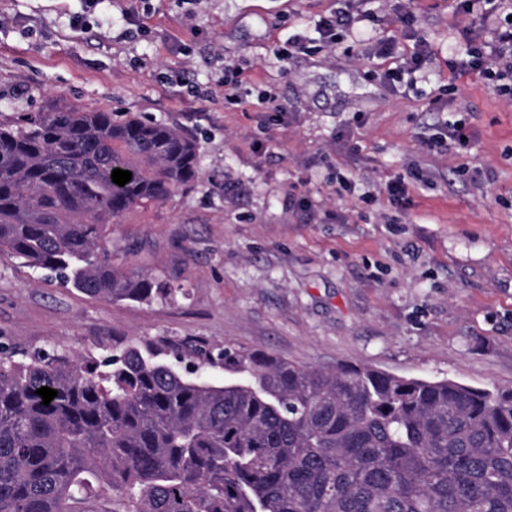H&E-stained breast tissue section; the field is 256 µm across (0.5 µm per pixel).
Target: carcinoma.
<instances>
[{"label": "carcinoma", "mask_w": 512, "mask_h": 512, "mask_svg": "<svg viewBox=\"0 0 512 512\" xmlns=\"http://www.w3.org/2000/svg\"><path fill=\"white\" fill-rule=\"evenodd\" d=\"M198 178L197 140L156 119L1 120L0 253L90 297L172 300L108 230ZM0 512H512V389L163 339L0 352Z\"/></svg>", "instance_id": "obj_1"}]
</instances>
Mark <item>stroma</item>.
Segmentation results:
<instances>
[{"label":"stroma","instance_id":"35a3bbf8","mask_svg":"<svg viewBox=\"0 0 512 512\" xmlns=\"http://www.w3.org/2000/svg\"><path fill=\"white\" fill-rule=\"evenodd\" d=\"M335 6L0 0V119L67 103L152 117L197 140L200 171L110 228L116 264L181 286L176 301L91 298L0 256L1 346L100 358L116 341L199 340L512 388V97L457 73L485 24L455 0H353L328 46L317 24ZM388 38L426 40L434 65L384 80L373 48ZM229 65L253 73L245 106L224 102ZM269 89L283 111L266 110ZM457 121L467 149L427 147ZM397 178L400 204L383 191Z\"/></svg>","mask_w":512,"mask_h":512}]
</instances>
